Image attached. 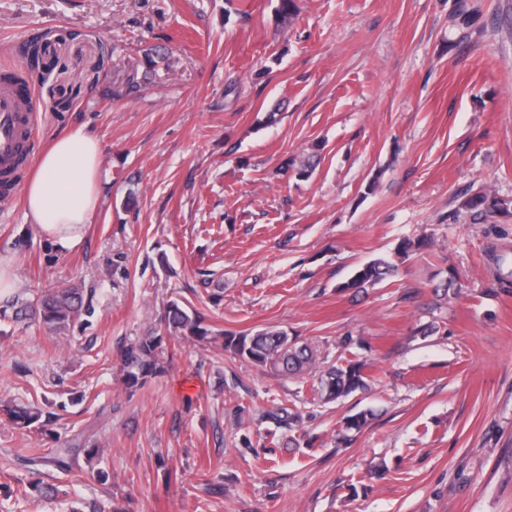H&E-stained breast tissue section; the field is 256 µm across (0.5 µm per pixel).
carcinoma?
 <instances>
[{
  "mask_svg": "<svg viewBox=\"0 0 512 512\" xmlns=\"http://www.w3.org/2000/svg\"><path fill=\"white\" fill-rule=\"evenodd\" d=\"M464 206L479 217H507L512 206L495 195L483 194L464 202ZM398 265L385 258H376L357 266L351 276L339 285L342 291L374 287L396 273ZM94 314V309L85 301L84 292L76 285L59 288L53 292L25 298L18 294L13 300L0 306V320L41 324L62 332L79 321ZM160 322L163 332L156 330L129 344L122 356L121 379L125 389L133 392L141 388L148 379L164 371L163 355L166 341L185 339L201 346L222 339L221 346L237 357L258 367H268L276 372L298 377L316 369L315 349L289 338L288 333L275 329H261L250 333H216L205 324V317L194 307L177 300H170L163 306ZM369 387L366 363L362 360H341L323 370L317 387L318 398L334 402L347 398ZM375 416L368 408L349 415L344 419L347 431L363 428ZM10 426L19 430L44 431L50 417L34 406H7L0 413ZM98 448L90 440L71 443L57 448L45 462L61 471H69L78 463L79 456L93 459Z\"/></svg>",
  "mask_w": 512,
  "mask_h": 512,
  "instance_id": "cac0c4a2",
  "label": "carcinoma"
}]
</instances>
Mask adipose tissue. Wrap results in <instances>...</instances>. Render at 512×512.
<instances>
[{"label": "adipose tissue", "mask_w": 512, "mask_h": 512, "mask_svg": "<svg viewBox=\"0 0 512 512\" xmlns=\"http://www.w3.org/2000/svg\"><path fill=\"white\" fill-rule=\"evenodd\" d=\"M99 139L85 126L53 138L35 163L22 205L35 229L58 251L78 246L101 200Z\"/></svg>", "instance_id": "1"}]
</instances>
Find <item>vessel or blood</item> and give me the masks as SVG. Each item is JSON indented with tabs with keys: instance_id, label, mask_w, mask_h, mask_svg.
Returning <instances> with one entry per match:
<instances>
[{
	"instance_id": "vessel-or-blood-1",
	"label": "vessel or blood",
	"mask_w": 512,
	"mask_h": 512,
	"mask_svg": "<svg viewBox=\"0 0 512 512\" xmlns=\"http://www.w3.org/2000/svg\"><path fill=\"white\" fill-rule=\"evenodd\" d=\"M30 84L21 82L15 68H0V164L10 165L19 144H33L37 138L30 101Z\"/></svg>"
}]
</instances>
